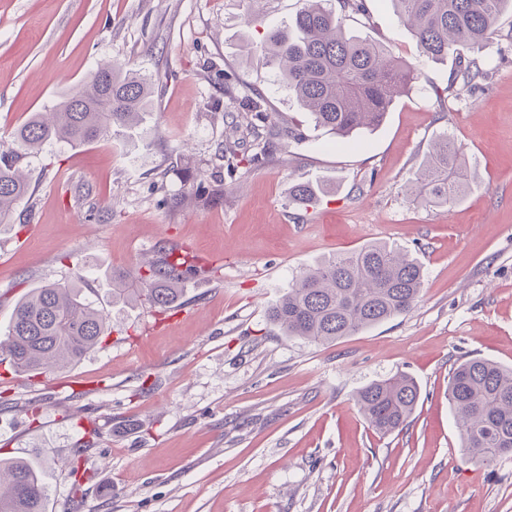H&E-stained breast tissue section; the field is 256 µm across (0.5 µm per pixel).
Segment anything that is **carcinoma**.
<instances>
[{
	"instance_id": "obj_1",
	"label": "carcinoma",
	"mask_w": 512,
	"mask_h": 512,
	"mask_svg": "<svg viewBox=\"0 0 512 512\" xmlns=\"http://www.w3.org/2000/svg\"><path fill=\"white\" fill-rule=\"evenodd\" d=\"M412 29L422 54L454 57L468 82L487 77L478 54L492 38L512 0H389ZM366 14L365 0H301L294 29L271 31L252 53L273 69L296 103L317 126L337 138L371 131L394 99L414 80L411 66L380 43L348 34L345 18ZM151 79L114 61L99 66L47 112H34L0 151V224L11 223L30 190L22 162L50 142L86 144L142 121L151 106ZM471 174L448 137L432 146L408 184L421 201L446 206L469 187ZM320 187L292 188L295 200L316 198ZM161 256L135 270L112 273V302L140 301L165 313L191 270L187 256L160 247ZM77 275L31 289L15 304L0 354L19 371L40 374L77 362L110 334L109 318L94 306ZM423 284L422 265L387 244H369L330 257L304 271L268 310L285 335L324 345L408 313ZM420 398L413 378L399 374L372 382L355 403L379 434L404 429ZM448 401L468 461L490 465L512 455V367L474 358L455 368ZM46 484L25 459H0V512H45Z\"/></svg>"
}]
</instances>
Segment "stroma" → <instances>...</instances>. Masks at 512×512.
I'll return each mask as SVG.
<instances>
[{
  "label": "stroma",
  "instance_id": "35a3bbf8",
  "mask_svg": "<svg viewBox=\"0 0 512 512\" xmlns=\"http://www.w3.org/2000/svg\"><path fill=\"white\" fill-rule=\"evenodd\" d=\"M366 4L369 25L346 31L415 78L378 128L337 146L245 51L287 29L300 0H259L251 24L246 0H0V146L100 63L158 78L135 129L30 158L31 195L0 224L1 331L21 295L78 264L111 325L66 368L0 364V458L42 465L46 512H512V457L467 461L448 403L461 361L512 366V12L470 88L453 59L421 53L388 0ZM254 100L295 118L301 140L252 129ZM444 134L473 180L437 207L405 185ZM260 138L271 151L254 163ZM202 178L218 200L195 196ZM299 181L324 192L292 203ZM376 242L423 266L408 314L327 345L269 322L301 272ZM162 246L200 265L177 305L113 303L108 273ZM400 372L420 400L383 437L354 396Z\"/></svg>",
  "mask_w": 512,
  "mask_h": 512
}]
</instances>
